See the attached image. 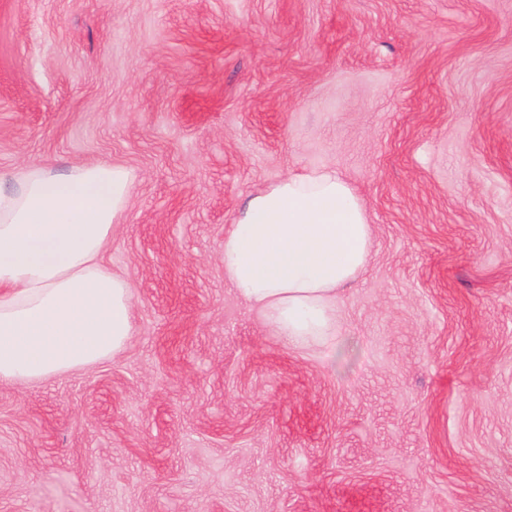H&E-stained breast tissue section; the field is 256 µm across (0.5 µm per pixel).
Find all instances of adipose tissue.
Returning <instances> with one entry per match:
<instances>
[{
    "mask_svg": "<svg viewBox=\"0 0 512 512\" xmlns=\"http://www.w3.org/2000/svg\"><path fill=\"white\" fill-rule=\"evenodd\" d=\"M133 184L106 162L0 173V381L44 380L127 347L131 289L103 255ZM372 247L366 209L336 170L294 174L240 207L224 232V277L288 343H324Z\"/></svg>",
    "mask_w": 512,
    "mask_h": 512,
    "instance_id": "adipose-tissue-1",
    "label": "adipose tissue"
}]
</instances>
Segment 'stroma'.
I'll return each instance as SVG.
<instances>
[{
	"label": "stroma",
	"mask_w": 512,
	"mask_h": 512,
	"mask_svg": "<svg viewBox=\"0 0 512 512\" xmlns=\"http://www.w3.org/2000/svg\"><path fill=\"white\" fill-rule=\"evenodd\" d=\"M98 162L135 334L0 382V512H512V0H0V172ZM325 167L373 252L295 348L224 230Z\"/></svg>",
	"instance_id": "stroma-1"
}]
</instances>
